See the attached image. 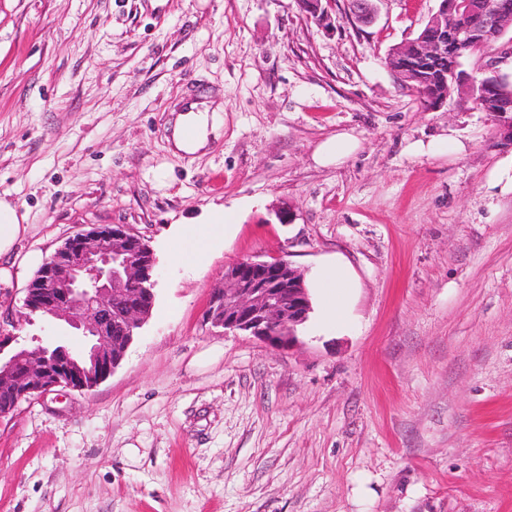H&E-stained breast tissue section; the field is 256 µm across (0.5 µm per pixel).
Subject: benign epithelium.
Returning <instances> with one entry per match:
<instances>
[{"label":"benign epithelium","mask_w":512,"mask_h":512,"mask_svg":"<svg viewBox=\"0 0 512 512\" xmlns=\"http://www.w3.org/2000/svg\"><path fill=\"white\" fill-rule=\"evenodd\" d=\"M305 15L319 24L329 20V0H298ZM467 25L448 24V2L439 8L417 39L399 45L388 58L392 70L420 89L460 83L458 56L471 42H500L512 28V0H467ZM497 53L512 56V42ZM154 259L143 239L123 224L94 226L67 238L25 288L18 326L38 318L65 323L81 346H16L17 337L0 329V418L18 405L61 387L90 390L122 362L135 330L150 317L155 300ZM311 302L303 275L284 259L242 258L224 267V286L213 291L206 322L225 332H246L267 345L285 348L298 341Z\"/></svg>","instance_id":"benign-epithelium-1"}]
</instances>
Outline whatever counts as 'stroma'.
I'll list each match as a JSON object with an SVG mask.
<instances>
[{
    "label": "stroma",
    "instance_id": "1",
    "mask_svg": "<svg viewBox=\"0 0 512 512\" xmlns=\"http://www.w3.org/2000/svg\"><path fill=\"white\" fill-rule=\"evenodd\" d=\"M0 0V199L16 252L90 226L152 248L156 300L112 376L0 419V512H512V156L500 118L424 107L388 67L438 0ZM224 105L218 139L175 151L187 93ZM347 131L359 150L313 159ZM453 134L460 157H416ZM231 211L200 265L164 241ZM344 261L332 325L310 313L276 349L204 322L224 268ZM36 270L0 288V329ZM374 495L358 509L354 489ZM408 151L414 156H435L438 153L445 151H450L457 155H463L467 151V146L464 142L456 139L454 136L447 135L441 137L440 140L428 143H424L422 141L411 143L408 146ZM22 221L24 217L19 216L16 208L0 199V261L2 257H10L28 233V224Z\"/></svg>",
    "mask_w": 512,
    "mask_h": 512
}]
</instances>
